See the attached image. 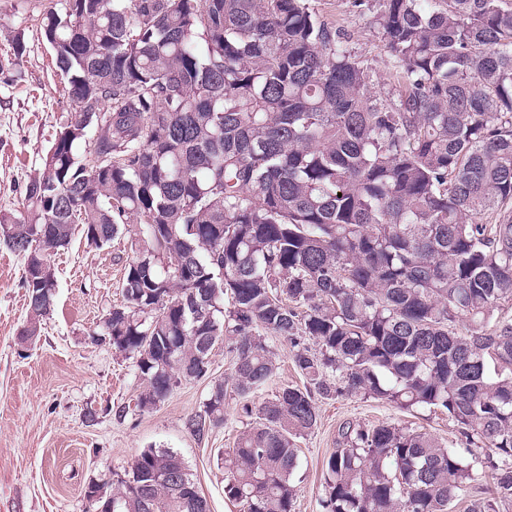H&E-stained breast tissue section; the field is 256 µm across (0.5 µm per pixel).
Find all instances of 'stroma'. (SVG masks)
<instances>
[{
  "instance_id": "1",
  "label": "stroma",
  "mask_w": 512,
  "mask_h": 512,
  "mask_svg": "<svg viewBox=\"0 0 512 512\" xmlns=\"http://www.w3.org/2000/svg\"><path fill=\"white\" fill-rule=\"evenodd\" d=\"M322 19L350 37L355 55L372 69V90L393 95L398 84L374 23L377 0L357 8L353 0H310ZM25 51L14 54V38ZM70 107L68 85L57 74L49 48L31 19L30 0H0V210L26 203V186ZM137 225L98 246L75 231L53 258L57 286L52 310L31 341L27 323L24 258L0 243V512H87L88 487L103 497L120 491L135 458L144 450L176 453L207 502L208 512H244L224 495V451L254 426L244 406H259L284 386L303 385L290 344L266 342L277 370L263 386L239 395L233 388L234 360L215 349L205 377L182 381L156 408L134 403L140 392L136 359L119 352L94 329L122 304L124 267L133 255ZM227 396L224 422L204 438L187 428L215 383ZM318 422L295 441V512H323V463L336 446L343 423H392L428 434L451 448L466 441L446 413L400 409L363 396L317 399Z\"/></svg>"
}]
</instances>
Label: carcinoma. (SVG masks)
I'll return each mask as SVG.
<instances>
[{
    "instance_id": "1",
    "label": "carcinoma",
    "mask_w": 512,
    "mask_h": 512,
    "mask_svg": "<svg viewBox=\"0 0 512 512\" xmlns=\"http://www.w3.org/2000/svg\"><path fill=\"white\" fill-rule=\"evenodd\" d=\"M33 20L67 79L71 110L0 238L47 265L24 279L27 326L55 295L43 225L107 244L142 224L124 304L102 335L137 359V407H157L226 345L234 389L275 373L264 334L294 348L304 387L258 407L226 464L224 493L249 512H295L293 439L315 427L314 394L440 408L485 466L395 424L339 430L326 512H449L491 471L512 499V0H379L375 16L400 91H371L348 36L309 0H54ZM106 106L112 124L90 113ZM98 128L94 147L82 132ZM470 327L459 330L460 319ZM320 345L316 356L301 346ZM224 384L189 417L224 422ZM177 454L148 449L122 491L89 512H206L171 484Z\"/></svg>"
}]
</instances>
